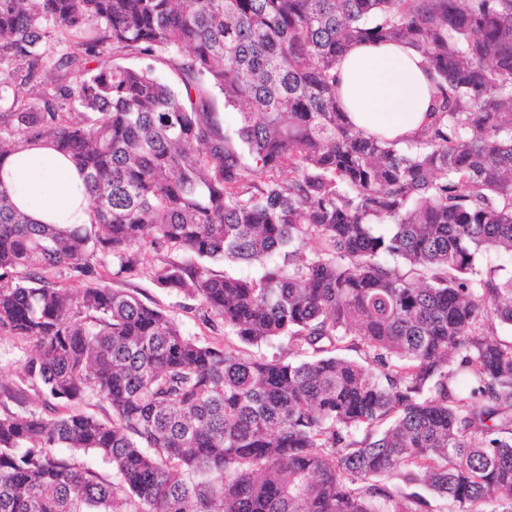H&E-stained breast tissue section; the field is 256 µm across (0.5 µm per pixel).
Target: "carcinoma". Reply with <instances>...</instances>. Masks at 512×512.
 <instances>
[{"label":"carcinoma","mask_w":512,"mask_h":512,"mask_svg":"<svg viewBox=\"0 0 512 512\" xmlns=\"http://www.w3.org/2000/svg\"><path fill=\"white\" fill-rule=\"evenodd\" d=\"M56 32L78 38L58 69L110 42L198 101L114 63L79 74L83 124L62 88L33 112ZM361 42L427 61V122L404 148L347 120L336 68ZM1 59L22 70L0 158L51 141L95 222L33 224L0 187V332L32 344L4 390L0 512H435L429 494L512 512V341L495 337L512 271L476 269L512 255V0H0ZM202 82L238 109L237 138ZM146 247L159 286L287 356L203 344L98 280L138 273Z\"/></svg>","instance_id":"1"}]
</instances>
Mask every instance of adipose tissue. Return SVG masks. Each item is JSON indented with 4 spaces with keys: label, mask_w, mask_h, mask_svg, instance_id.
Segmentation results:
<instances>
[{
    "label": "adipose tissue",
    "mask_w": 512,
    "mask_h": 512,
    "mask_svg": "<svg viewBox=\"0 0 512 512\" xmlns=\"http://www.w3.org/2000/svg\"><path fill=\"white\" fill-rule=\"evenodd\" d=\"M338 72L342 102L357 128L404 142L424 125L432 84L425 58L408 45L350 47ZM0 185L34 223L74 226L94 221L82 174L49 143L25 144L0 157Z\"/></svg>",
    "instance_id": "adipose-tissue-1"
}]
</instances>
